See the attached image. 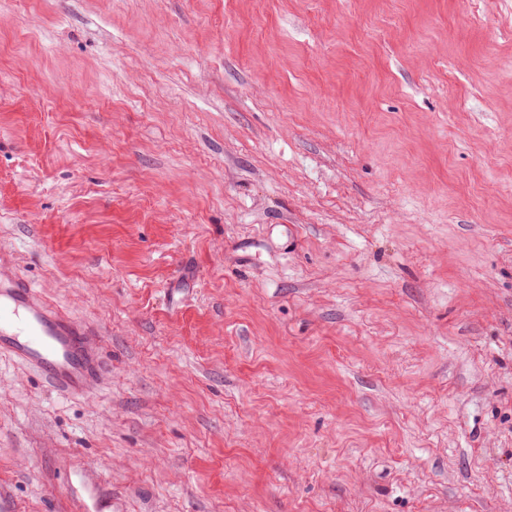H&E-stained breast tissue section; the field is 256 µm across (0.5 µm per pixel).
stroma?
<instances>
[{
    "instance_id": "35a3bbf8",
    "label": "stroma",
    "mask_w": 512,
    "mask_h": 512,
    "mask_svg": "<svg viewBox=\"0 0 512 512\" xmlns=\"http://www.w3.org/2000/svg\"><path fill=\"white\" fill-rule=\"evenodd\" d=\"M18 512H512V0H0ZM88 336L87 326L0 264V354L30 366L62 394L89 396L99 374Z\"/></svg>"
}]
</instances>
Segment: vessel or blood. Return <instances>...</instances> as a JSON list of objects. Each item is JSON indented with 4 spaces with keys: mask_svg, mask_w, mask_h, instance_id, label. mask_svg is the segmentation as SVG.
<instances>
[{
    "mask_svg": "<svg viewBox=\"0 0 512 512\" xmlns=\"http://www.w3.org/2000/svg\"><path fill=\"white\" fill-rule=\"evenodd\" d=\"M89 334L0 264V354L30 366L62 394L88 396L98 378Z\"/></svg>",
    "mask_w": 512,
    "mask_h": 512,
    "instance_id": "b4317fda",
    "label": "vessel or blood"
}]
</instances>
